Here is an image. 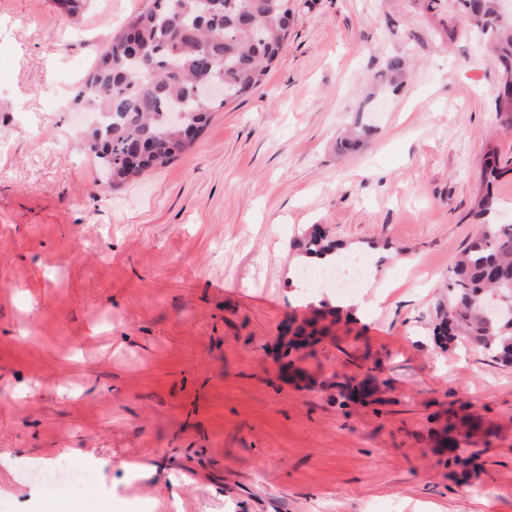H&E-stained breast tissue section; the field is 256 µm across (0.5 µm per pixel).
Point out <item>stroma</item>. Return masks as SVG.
<instances>
[{
  "instance_id": "stroma-1",
  "label": "stroma",
  "mask_w": 512,
  "mask_h": 512,
  "mask_svg": "<svg viewBox=\"0 0 512 512\" xmlns=\"http://www.w3.org/2000/svg\"><path fill=\"white\" fill-rule=\"evenodd\" d=\"M297 2L263 85L115 189L74 96L152 0H0V512H40L17 468L66 448L87 466L74 496L125 512H512V365L433 333L481 161L512 157L499 63L457 0ZM395 55L402 86L374 84ZM316 227L369 272L308 388L274 359L313 309L288 275ZM362 357L373 403L333 384ZM462 409L467 474L436 437Z\"/></svg>"
}]
</instances>
